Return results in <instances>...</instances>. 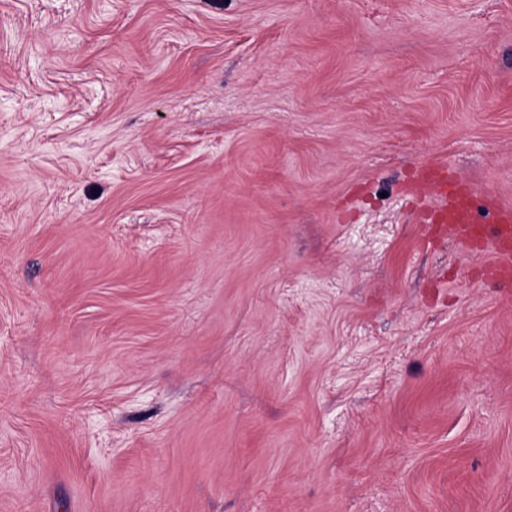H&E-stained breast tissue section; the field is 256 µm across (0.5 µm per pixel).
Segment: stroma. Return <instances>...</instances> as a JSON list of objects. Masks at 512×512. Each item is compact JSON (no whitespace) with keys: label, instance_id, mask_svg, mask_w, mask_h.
Returning a JSON list of instances; mask_svg holds the SVG:
<instances>
[{"label":"stroma","instance_id":"obj_1","mask_svg":"<svg viewBox=\"0 0 512 512\" xmlns=\"http://www.w3.org/2000/svg\"><path fill=\"white\" fill-rule=\"evenodd\" d=\"M512 0H0V512H512ZM408 192L420 197L431 195L435 201L424 217L426 224H436L432 234L461 242L475 251L490 247L495 258L485 266V271L510 294L512 205L490 194L478 195L468 181L449 177L444 166L434 163L416 168ZM482 217L489 221H482Z\"/></svg>","mask_w":512,"mask_h":512}]
</instances>
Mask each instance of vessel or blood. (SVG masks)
<instances>
[{
  "instance_id": "obj_1",
  "label": "vessel or blood",
  "mask_w": 512,
  "mask_h": 512,
  "mask_svg": "<svg viewBox=\"0 0 512 512\" xmlns=\"http://www.w3.org/2000/svg\"><path fill=\"white\" fill-rule=\"evenodd\" d=\"M411 195L432 197L425 213L435 235L469 246L492 249L495 258L486 273L503 288H512V205L490 194H477L466 180L448 176L444 166L419 165L408 187Z\"/></svg>"
}]
</instances>
